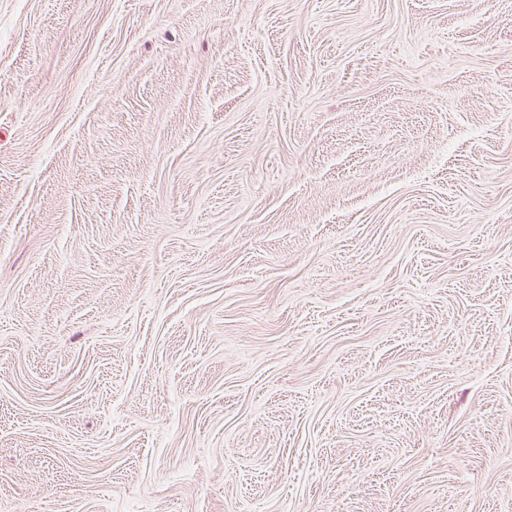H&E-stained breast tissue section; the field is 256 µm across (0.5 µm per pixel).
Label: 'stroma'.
<instances>
[{
  "label": "stroma",
  "instance_id": "stroma-1",
  "mask_svg": "<svg viewBox=\"0 0 512 512\" xmlns=\"http://www.w3.org/2000/svg\"><path fill=\"white\" fill-rule=\"evenodd\" d=\"M0 512H512V0H0Z\"/></svg>",
  "mask_w": 512,
  "mask_h": 512
}]
</instances>
